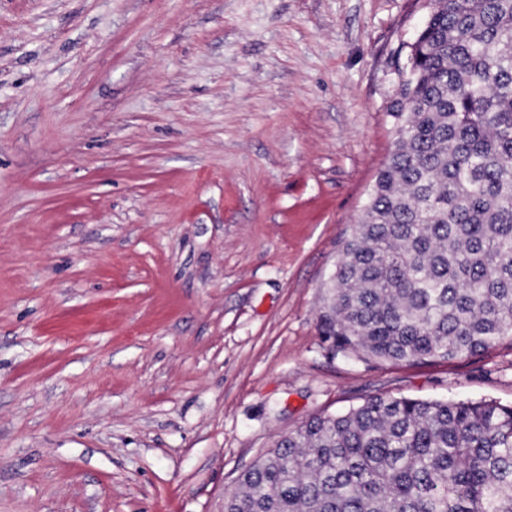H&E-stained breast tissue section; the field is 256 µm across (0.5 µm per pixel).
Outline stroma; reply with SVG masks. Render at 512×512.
Wrapping results in <instances>:
<instances>
[{
  "label": "stroma",
  "mask_w": 512,
  "mask_h": 512,
  "mask_svg": "<svg viewBox=\"0 0 512 512\" xmlns=\"http://www.w3.org/2000/svg\"><path fill=\"white\" fill-rule=\"evenodd\" d=\"M424 0H0V512H224L308 419L512 405V349L319 329Z\"/></svg>",
  "instance_id": "1"
}]
</instances>
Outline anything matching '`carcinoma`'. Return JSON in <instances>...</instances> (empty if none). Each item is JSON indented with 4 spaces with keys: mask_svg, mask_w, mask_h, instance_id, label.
<instances>
[{
    "mask_svg": "<svg viewBox=\"0 0 512 512\" xmlns=\"http://www.w3.org/2000/svg\"><path fill=\"white\" fill-rule=\"evenodd\" d=\"M394 145L343 238L320 329L422 364L512 346V0H431ZM224 512H512V406L373 396L304 422Z\"/></svg>",
    "mask_w": 512,
    "mask_h": 512,
    "instance_id": "obj_1",
    "label": "carcinoma"
}]
</instances>
